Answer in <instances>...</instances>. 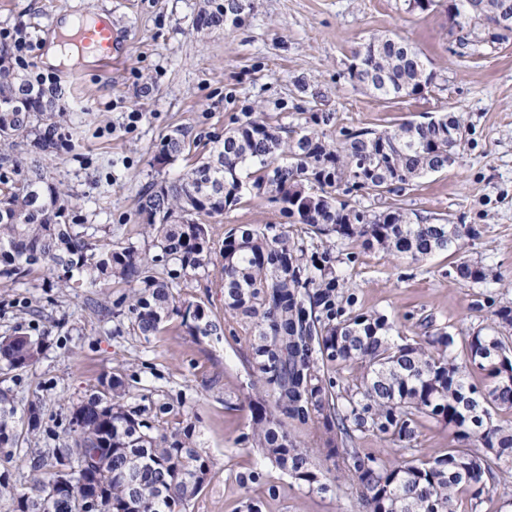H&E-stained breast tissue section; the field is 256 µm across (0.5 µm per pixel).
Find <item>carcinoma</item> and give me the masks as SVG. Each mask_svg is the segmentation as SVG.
<instances>
[{
    "label": "carcinoma",
    "instance_id": "cac0c4a2",
    "mask_svg": "<svg viewBox=\"0 0 512 512\" xmlns=\"http://www.w3.org/2000/svg\"><path fill=\"white\" fill-rule=\"evenodd\" d=\"M355 55L350 73L358 86L392 99L418 95L435 81L427 61L403 38L374 36ZM46 91L0 67V146H31L40 152L66 147L63 114L47 112ZM330 117L309 116L310 125L288 128L266 113H243L238 125L210 156L172 181L151 185L141 196L139 215L154 253L129 244H97L76 230L64 192L36 160L28 178H13L23 159L0 166V276L19 279L36 267L58 288L74 274L95 286L114 279L131 286L127 307L113 312L128 320L136 336L162 332L170 315L192 336H221L224 325L202 305L175 294L176 280L192 278L220 254L224 313L240 321L249 336L248 363L257 374L256 398L249 400L252 428L237 440L300 485L324 491L327 473L313 463L314 452L346 474L362 512H458L460 498L479 503L495 490L503 468H512V430L495 423L512 410V307L494 312L493 336L477 331L459 338L437 328L411 343L394 338L388 318L355 308V298L338 277L331 253L305 249L287 225L306 224L318 236L360 240L413 261L457 247L470 236L464 224L427 223L401 207L381 211L351 204L357 195L381 196L448 168L470 129L453 113L422 122L407 120L381 131L348 129L343 139L327 138L320 125ZM193 140L178 131L161 138L153 161L176 160ZM249 194L272 204L281 222L231 227L224 248L214 251L204 217L221 216ZM457 277L486 280L484 268L460 261ZM41 344L18 334L0 341L9 371L22 370ZM483 379L474 382V373ZM165 408L134 398L114 374L72 413L76 437L70 448L39 454L33 468L73 471L74 492L98 498L102 512H187L205 488L213 466L195 440V427H169ZM14 409L0 391V447L17 444ZM448 425L457 445L432 455L414 454L422 419ZM314 433L313 445L300 432ZM374 436L396 448L400 459L385 463L349 444ZM244 490L240 512H262L264 488L275 484L260 468L235 474ZM15 512H76L55 498L50 482L36 480L31 493L13 495Z\"/></svg>",
    "mask_w": 512,
    "mask_h": 512
}]
</instances>
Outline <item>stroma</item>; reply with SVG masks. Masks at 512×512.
I'll return each mask as SVG.
<instances>
[{
	"mask_svg": "<svg viewBox=\"0 0 512 512\" xmlns=\"http://www.w3.org/2000/svg\"><path fill=\"white\" fill-rule=\"evenodd\" d=\"M225 2L0 0V28L33 41L26 74L51 77L48 89L72 129L68 149L36 158L61 182L87 233L102 243L150 248L138 200L152 183L186 167L183 158L163 168L153 162L156 143L176 128L188 129L205 153L245 112H265L291 127L309 113H329L326 133L335 139L344 128L382 130L454 112L463 115L470 137L447 171L418 179L411 190L366 194L357 203L372 210L394 203L422 217L472 226L461 254L490 271L486 283L457 278L445 252L415 262L357 241L317 237L302 224L290 233L304 246L329 248L357 309L388 315L407 339L420 336L426 318L456 336L491 333L493 311L512 307V38L494 40L479 26L453 29L448 0L426 11L410 9L407 0H242L235 20L200 23ZM106 15L129 39L124 61L46 63L42 28ZM392 33L420 51L436 74L419 96L386 99L349 78L354 51L372 36ZM134 112L140 115L135 123ZM276 218L265 200L248 197L210 218L211 238L218 245L232 226ZM178 291L222 319L223 335L190 336L177 317L150 339L133 335L126 319L112 315L129 292L124 284L56 288L37 273L18 282L0 278V337L20 332L41 343L29 367L0 374V390L14 399L19 433L16 447L0 449V480L26 492L35 479H49V471L32 472V451L72 446L74 407L100 378L117 374L134 396L173 407L170 427L195 425L213 466L188 512H237L243 493L231 475L259 464L281 488L264 512H361L347 478L330 482L328 491H312L263 464L257 449L237 444L252 424L248 338L236 320L224 317L217 267ZM477 300L484 305L479 312L471 308ZM33 404L40 408L34 432L28 429Z\"/></svg>",
	"mask_w": 512,
	"mask_h": 512,
	"instance_id": "obj_1",
	"label": "stroma"
}]
</instances>
